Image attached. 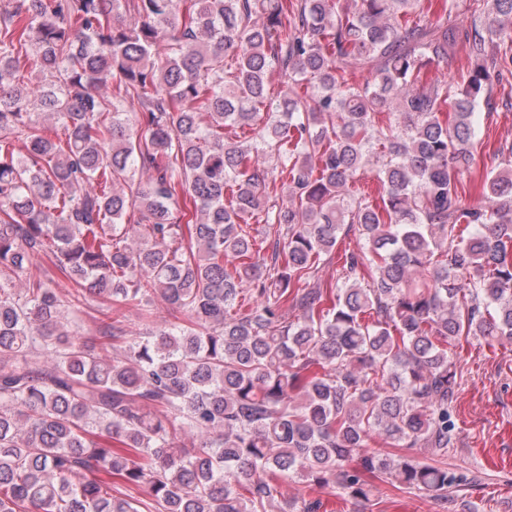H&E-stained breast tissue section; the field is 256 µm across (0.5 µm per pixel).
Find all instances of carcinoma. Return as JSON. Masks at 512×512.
Masks as SVG:
<instances>
[{"mask_svg": "<svg viewBox=\"0 0 512 512\" xmlns=\"http://www.w3.org/2000/svg\"><path fill=\"white\" fill-rule=\"evenodd\" d=\"M443 2L0 0V512H314L281 498L295 477L359 502L368 475L464 486L371 447L448 454V345L512 342V146L479 204L458 187L512 76V0H465L466 26ZM459 44L462 85L422 81ZM368 171L375 198L353 189ZM156 297L184 319L104 358ZM94 305L99 352L64 324Z\"/></svg>", "mask_w": 512, "mask_h": 512, "instance_id": "cac0c4a2", "label": "carcinoma"}]
</instances>
